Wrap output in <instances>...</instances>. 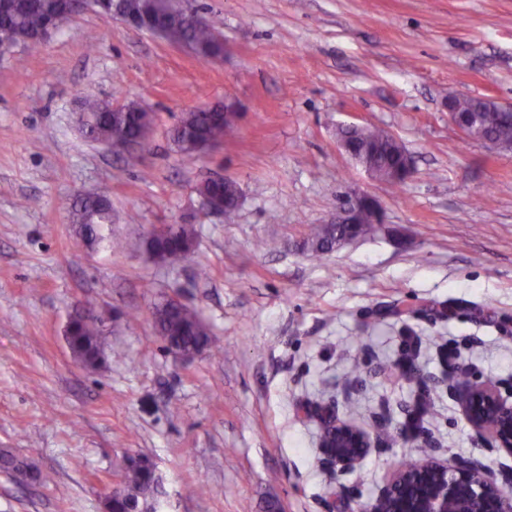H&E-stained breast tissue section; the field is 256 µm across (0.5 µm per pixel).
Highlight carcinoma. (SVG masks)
Here are the masks:
<instances>
[{"label": "carcinoma", "instance_id": "obj_1", "mask_svg": "<svg viewBox=\"0 0 512 512\" xmlns=\"http://www.w3.org/2000/svg\"><path fill=\"white\" fill-rule=\"evenodd\" d=\"M57 0H32L18 11L0 12V31L13 36H33L41 31L49 13ZM136 8L159 11L165 20L171 36L177 40L187 39L195 43L202 54H219L224 51V42L218 39L215 28L204 20L192 25L183 13L182 0H141L134 4ZM82 135L85 139L96 141L113 135L136 137L140 132V119L144 110L135 102L124 105V110L114 112L110 103L98 99L92 90L83 93ZM235 121L216 111L200 110L186 112L180 120V128L174 131L173 141L182 155L188 159L195 157L193 147L200 141H221L233 132ZM491 132L503 143H512V116L498 114L493 120ZM355 146L363 151L378 152L379 160L392 168L400 164L401 155L394 138L387 131L368 127L355 134ZM199 191L211 193L224 201V215L232 218L237 210L235 203L236 186L213 185L203 183ZM71 221L80 226L85 240L94 243L102 236L99 228L112 223V205L97 195H88L71 206ZM375 225L368 214L359 216L355 224H318L311 229L307 245L311 252L320 256L332 251L336 236L353 231L357 236L371 234ZM195 227L192 224H179L169 234L152 241L142 240L141 245L158 256L159 261L168 265L183 262L194 246ZM156 331L168 348L183 353H193L212 347L210 329L198 312L187 304L176 305L167 300L156 304L152 311ZM101 320L90 315H77L68 319L64 336L75 358L85 367L98 365L100 355ZM0 469L21 472L31 479L40 478V472L32 464L16 459L7 452L0 453ZM154 467L143 456H130L126 459L121 472V488L110 502V512H127L131 504L146 498L153 481Z\"/></svg>", "mask_w": 512, "mask_h": 512}]
</instances>
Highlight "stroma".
Segmentation results:
<instances>
[{"label":"stroma","mask_w":512,"mask_h":512,"mask_svg":"<svg viewBox=\"0 0 512 512\" xmlns=\"http://www.w3.org/2000/svg\"><path fill=\"white\" fill-rule=\"evenodd\" d=\"M187 4L220 32L223 60L92 12L0 56V450L48 476L0 471V512H105L132 455L160 478L157 512H348L431 437L445 457L512 468L433 383L468 365L512 386V150L465 138L447 110L452 96L512 105V0ZM89 86L152 114L148 150L82 137ZM228 102L234 133L185 159L171 139L182 113ZM350 124L397 137L412 177L373 180L337 147ZM213 176L241 190L233 223L202 209ZM84 192L112 203L92 248L69 222ZM354 192L377 198L384 224L312 256L310 227ZM186 223L181 266L128 246ZM168 297L200 313L214 350L166 349L151 307ZM89 301L105 314L94 368L63 335ZM419 400L424 433L401 437ZM331 403L379 438L343 475L316 464V411Z\"/></svg>","instance_id":"stroma-1"}]
</instances>
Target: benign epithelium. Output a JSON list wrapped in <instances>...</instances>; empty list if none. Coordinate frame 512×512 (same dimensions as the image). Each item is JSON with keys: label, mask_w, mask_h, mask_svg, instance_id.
<instances>
[{"label": "benign epithelium", "mask_w": 512, "mask_h": 512, "mask_svg": "<svg viewBox=\"0 0 512 512\" xmlns=\"http://www.w3.org/2000/svg\"><path fill=\"white\" fill-rule=\"evenodd\" d=\"M85 11L118 18L138 31L166 40L167 32L157 17L134 13L122 0L111 3L108 0H70L34 39L16 42L10 35L0 34V56L47 40L67 19ZM447 109L449 121L464 136L483 143L492 151L500 149L496 141L466 123L455 99H448ZM367 208L372 212L373 223H385L377 201L364 193L351 197L330 223L343 224L352 212ZM450 392L459 401L464 418L474 432L511 457L512 401L502 395L501 385L492 381L466 382L451 387ZM321 424L322 467L336 473L354 471L370 449L377 446V437L339 419L333 405L321 413ZM429 447L433 452L419 459L417 465L396 468L375 499L358 505L357 512H512V471H496L476 457L443 458L439 455L440 447L433 441L429 442Z\"/></svg>", "instance_id": "benign-epithelium-1"}]
</instances>
